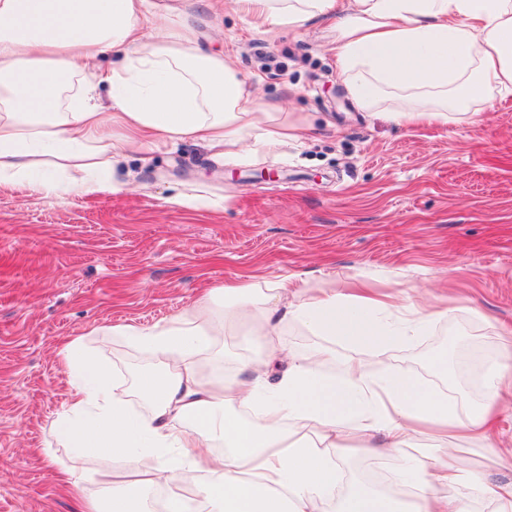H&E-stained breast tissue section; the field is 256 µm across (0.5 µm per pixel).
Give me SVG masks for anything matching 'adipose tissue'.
<instances>
[{
  "label": "adipose tissue",
  "instance_id": "obj_1",
  "mask_svg": "<svg viewBox=\"0 0 512 512\" xmlns=\"http://www.w3.org/2000/svg\"><path fill=\"white\" fill-rule=\"evenodd\" d=\"M233 4L268 31L335 19L339 72L366 111L392 91L399 121L445 125L512 91V0ZM109 50L122 61L105 69L97 59ZM299 131L279 108L256 103L249 76L225 54L204 51L169 2L0 0V186L113 195L122 187L104 171L130 148L190 140L241 160L251 155L247 140L274 153ZM442 314L403 291L311 295L285 280L261 289L245 277L170 322L114 327L152 360L137 382L148 415L131 413L104 365L71 340L62 353L70 399L54 431L82 455L133 460L139 483L169 490L166 512H190L179 493L189 472L204 476L198 493L207 512H471L476 499L512 512V481L459 466L451 446L468 438L484 448L500 401L512 399V365L487 369V394L463 417L447 395L378 365ZM244 319L265 340L298 322L357 353L337 378L322 372L329 354L317 348L289 355L287 372L268 385L275 347L240 359L238 377H209L220 336ZM377 436L380 452L397 459L395 483L415 494L399 499L354 482L337 496V458L370 450ZM207 441L222 442L223 452L202 451ZM61 476L80 490L79 512H140L108 473ZM89 481L111 496L83 494Z\"/></svg>",
  "mask_w": 512,
  "mask_h": 512
}]
</instances>
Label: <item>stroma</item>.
<instances>
[{
    "mask_svg": "<svg viewBox=\"0 0 512 512\" xmlns=\"http://www.w3.org/2000/svg\"><path fill=\"white\" fill-rule=\"evenodd\" d=\"M200 47L231 52L258 103L282 106L305 129L274 154L232 163L185 141L128 152L111 175L119 194L73 196L0 187V512H78L57 467L126 479L131 464L90 460L51 431L69 392L60 352L73 338L130 391L142 354L118 324L188 311L243 274L293 276L309 289L447 296L448 314L395 348L390 364L456 402L485 396L488 365L511 359L512 95L448 126L395 123L387 104L356 107L340 79L332 20L265 34L230 0H178ZM184 192L199 208L169 205ZM286 352L326 348L340 375L353 347L300 323ZM52 449L56 466L47 465ZM512 408L490 448L460 463L512 480Z\"/></svg>",
    "mask_w": 512,
    "mask_h": 512,
    "instance_id": "35a3bbf8",
    "label": "stroma"
}]
</instances>
